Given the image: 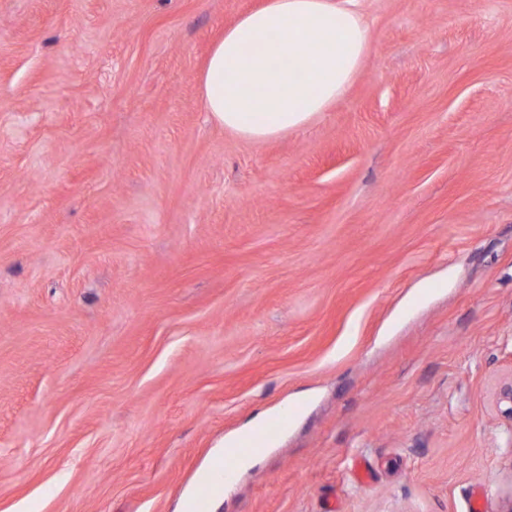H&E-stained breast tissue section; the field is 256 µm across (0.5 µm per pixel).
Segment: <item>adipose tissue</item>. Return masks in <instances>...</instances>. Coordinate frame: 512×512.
Listing matches in <instances>:
<instances>
[{
	"label": "adipose tissue",
	"instance_id": "adipose-tissue-1",
	"mask_svg": "<svg viewBox=\"0 0 512 512\" xmlns=\"http://www.w3.org/2000/svg\"><path fill=\"white\" fill-rule=\"evenodd\" d=\"M371 38L357 0H265L214 46L200 75L204 107L245 140L301 129L344 97Z\"/></svg>",
	"mask_w": 512,
	"mask_h": 512
}]
</instances>
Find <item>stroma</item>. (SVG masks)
I'll return each instance as SVG.
<instances>
[{"label":"stroma","mask_w":512,"mask_h":512,"mask_svg":"<svg viewBox=\"0 0 512 512\" xmlns=\"http://www.w3.org/2000/svg\"><path fill=\"white\" fill-rule=\"evenodd\" d=\"M263 2L0 0V512H178L287 406L210 512H512V0H360L251 142L199 77ZM494 404L497 415L512 423V373L500 381ZM291 417L292 412L285 410L266 423L261 422L260 424H263L252 435L238 443V449L234 455L226 456L224 460L217 462L213 471L199 481L190 512H210L214 495L236 471L237 455L250 454L256 448L273 441L288 427Z\"/></svg>","instance_id":"obj_1"}]
</instances>
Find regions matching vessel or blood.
Instances as JSON below:
<instances>
[{
	"instance_id": "1",
	"label": "vessel or blood",
	"mask_w": 512,
	"mask_h": 512,
	"mask_svg": "<svg viewBox=\"0 0 512 512\" xmlns=\"http://www.w3.org/2000/svg\"><path fill=\"white\" fill-rule=\"evenodd\" d=\"M291 417V411L286 410L263 423L252 435L238 443L236 454L217 462L213 471L199 481L191 512H210L214 495L223 487L225 481L234 475L238 456L250 454L256 448L273 441L287 428Z\"/></svg>"
}]
</instances>
